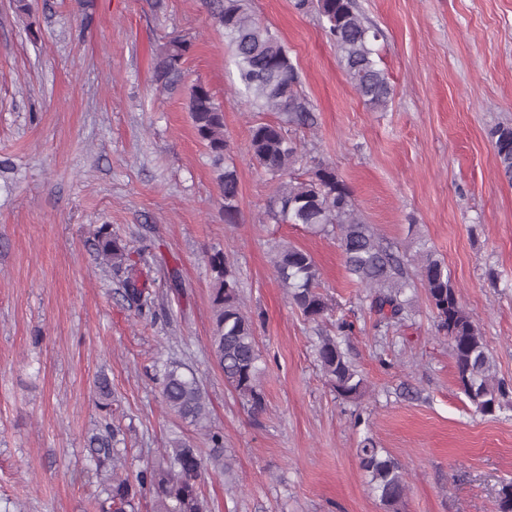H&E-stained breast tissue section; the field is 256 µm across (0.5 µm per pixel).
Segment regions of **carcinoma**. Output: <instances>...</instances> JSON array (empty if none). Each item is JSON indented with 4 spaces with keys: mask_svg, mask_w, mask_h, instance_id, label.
Instances as JSON below:
<instances>
[{
    "mask_svg": "<svg viewBox=\"0 0 512 512\" xmlns=\"http://www.w3.org/2000/svg\"><path fill=\"white\" fill-rule=\"evenodd\" d=\"M316 7L325 35L336 47L346 80L371 109H385L393 88L388 74L374 58L373 44L380 32L364 23L356 0H316ZM211 17L230 39L245 103L279 116L276 122L253 124L248 143L252 160L278 178L270 218L277 224H301L315 233H336L348 273L368 293L370 308L388 326L404 322L409 315L407 290L414 287V282L398 248L363 221L350 188L333 167L320 162L308 178L295 176L300 149L289 137L288 128L308 125L314 118L308 101L297 89L298 74L281 38L248 10L243 0H212ZM190 48L188 40L173 38L159 49L154 73L162 87L174 88L181 82ZM188 110L196 134L208 151L224 217L231 224L238 212L239 180L224 137V112L201 82L189 88ZM491 138L497 166L512 181V125L496 126ZM96 251L118 279L124 300L140 314L150 308V293L128 244L104 228L97 236ZM205 261L213 282L211 352L224 373L225 384L248 412L258 415L266 407L261 386L265 368L260 365L254 319L241 306L239 270L221 249L206 254ZM414 261L437 327L448 338L459 389L476 411L496 413L512 390L498 378L481 329L461 305L448 267L425 242ZM273 267L304 320L318 325L331 314L332 304L320 292V270L310 253L291 244L279 245ZM314 350L336 396L343 400L360 398L364 379L338 337L318 333ZM155 367L161 372L164 405L178 418L205 431L209 454L204 457L189 440L175 438L160 450L158 461L130 478L125 474L124 433L111 419V384L107 375L100 373L94 387L97 405L105 410L106 417L87 438L86 449L105 495L102 512H138L145 496L152 500V512H208L201 491L202 477L211 468L228 470L224 435L208 426L209 407L196 377L169 359L157 360ZM358 456L372 490L387 507L396 509L407 491L399 464L370 439L364 440ZM496 512H512V481L501 484Z\"/></svg>",
    "mask_w": 512,
    "mask_h": 512,
    "instance_id": "cac0c4a2",
    "label": "carcinoma"
}]
</instances>
